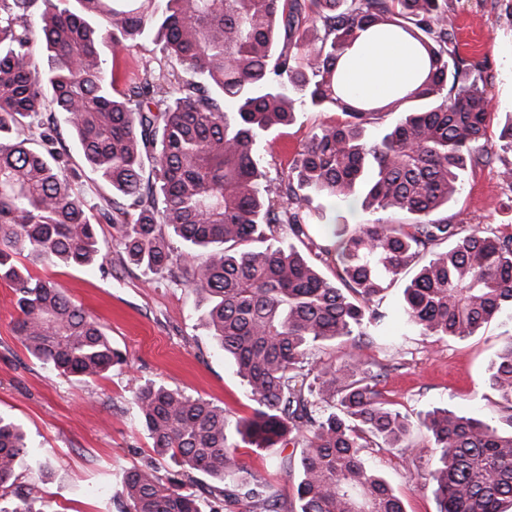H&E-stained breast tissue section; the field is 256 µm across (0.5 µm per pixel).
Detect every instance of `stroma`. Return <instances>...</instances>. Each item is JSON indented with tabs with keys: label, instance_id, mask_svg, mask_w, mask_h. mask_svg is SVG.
<instances>
[{
	"label": "stroma",
	"instance_id": "35a3bbf8",
	"mask_svg": "<svg viewBox=\"0 0 512 512\" xmlns=\"http://www.w3.org/2000/svg\"><path fill=\"white\" fill-rule=\"evenodd\" d=\"M448 22L459 51L481 64L496 112H512V0H452ZM337 112L301 108L288 125L263 140L260 150L268 188H275L311 133L336 122ZM60 149L72 173L71 190L88 205H102L111 187L84 162L71 136ZM512 153L494 165L467 169L459 192L438 218L468 228L512 233V209L501 207L507 188L503 174ZM102 265L72 268L20 256L32 274L52 280L100 322L126 362L104 377L83 381L58 375L32 358L13 332L16 294L0 282V414L18 420L29 442L28 464L18 483L41 488L36 512H119L126 471L153 463L162 477L175 467L158 455L138 420L136 392L162 384L223 407L229 420L250 416L254 403L233 364L218 351L203 323L205 304L194 288L177 285L124 261L111 225L96 227ZM512 340V323L492 321L463 339H440L407 332L394 339L379 330L371 342H351L317 350L328 361L346 354L383 365L378 385L393 409L418 420L427 411L448 408L507 431L503 402L490 385L489 367ZM368 464L388 481L405 512H437L430 481L433 443L414 430L402 450L367 449ZM239 475L264 482L284 512L296 506V473L282 454L238 449Z\"/></svg>",
	"mask_w": 512,
	"mask_h": 512
}]
</instances>
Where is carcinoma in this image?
Returning <instances> with one entry per match:
<instances>
[{
    "mask_svg": "<svg viewBox=\"0 0 512 512\" xmlns=\"http://www.w3.org/2000/svg\"><path fill=\"white\" fill-rule=\"evenodd\" d=\"M0 0V281L15 288L14 331L58 374L93 380L126 362L103 327L50 281L14 261L22 252L76 268L104 259L95 225L110 224L131 263L188 284L206 303L205 327L230 357L254 402L230 423L224 408L163 385L139 388V416L160 455L182 470L163 480L153 465L125 473L120 512H202L192 473L225 481L240 447L301 446L296 512H404L367 448H400L414 424L381 398L377 375L356 357L316 365L312 351L358 344L388 318L383 293L420 255L430 258L403 289L406 325L462 339L491 320L512 321V234L467 229L431 216L460 189V173L487 165L495 118L487 78L461 57L448 0ZM322 35L310 39L307 23ZM402 30L427 57L421 83L384 105L346 94L339 63L363 33ZM161 39L191 73L161 78L122 68L118 54ZM112 45V60L101 47ZM63 117L86 164L112 187L103 207L71 192L57 151ZM344 119L318 128L276 187L264 185L258 146L290 123L296 106ZM407 112L378 139L377 115ZM339 209L414 216L352 231L309 233L308 194ZM185 245L173 255L164 229ZM309 239L336 266L323 278L283 230ZM490 384L510 411L512 343ZM424 428L438 452V512H512V433L446 408ZM28 454L20 424L0 415V512H33V485L15 483ZM245 498L253 512H281L262 483L219 490L218 505Z\"/></svg>",
    "mask_w": 512,
    "mask_h": 512,
    "instance_id": "1",
    "label": "carcinoma"
}]
</instances>
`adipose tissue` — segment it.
Wrapping results in <instances>:
<instances>
[{"label":"adipose tissue","mask_w":512,"mask_h":512,"mask_svg":"<svg viewBox=\"0 0 512 512\" xmlns=\"http://www.w3.org/2000/svg\"><path fill=\"white\" fill-rule=\"evenodd\" d=\"M350 93L380 104L393 88L413 89L424 69L423 57L405 33H366L342 62Z\"/></svg>","instance_id":"adipose-tissue-1"}]
</instances>
